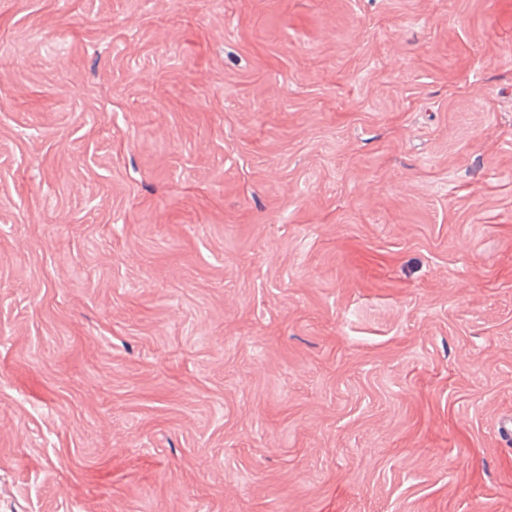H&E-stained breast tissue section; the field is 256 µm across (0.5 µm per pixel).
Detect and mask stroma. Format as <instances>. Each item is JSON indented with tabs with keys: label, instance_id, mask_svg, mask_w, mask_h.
Wrapping results in <instances>:
<instances>
[{
	"label": "stroma",
	"instance_id": "obj_1",
	"mask_svg": "<svg viewBox=\"0 0 512 512\" xmlns=\"http://www.w3.org/2000/svg\"><path fill=\"white\" fill-rule=\"evenodd\" d=\"M512 0H0V512H512Z\"/></svg>",
	"mask_w": 512,
	"mask_h": 512
}]
</instances>
